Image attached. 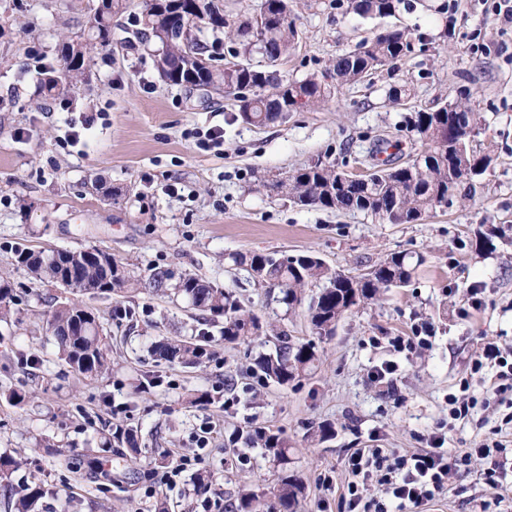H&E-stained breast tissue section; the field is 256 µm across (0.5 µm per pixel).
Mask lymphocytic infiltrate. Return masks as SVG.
Wrapping results in <instances>:
<instances>
[{
  "instance_id": "lymphocytic-infiltrate-1",
  "label": "lymphocytic infiltrate",
  "mask_w": 512,
  "mask_h": 512,
  "mask_svg": "<svg viewBox=\"0 0 512 512\" xmlns=\"http://www.w3.org/2000/svg\"><path fill=\"white\" fill-rule=\"evenodd\" d=\"M442 436L432 435L428 448L400 455L385 448H358L345 466L351 476L338 500L339 512H419L443 494L455 479L468 472L473 460L495 458L484 470L483 480L494 490L495 503H502L507 471L502 461L508 453L500 441H486L451 457L443 451ZM384 486L383 496L369 494V483Z\"/></svg>"
}]
</instances>
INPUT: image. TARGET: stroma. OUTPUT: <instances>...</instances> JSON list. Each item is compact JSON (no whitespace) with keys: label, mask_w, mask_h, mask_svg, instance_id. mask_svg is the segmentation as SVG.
Segmentation results:
<instances>
[{"label":"stroma","mask_w":512,"mask_h":512,"mask_svg":"<svg viewBox=\"0 0 512 512\" xmlns=\"http://www.w3.org/2000/svg\"><path fill=\"white\" fill-rule=\"evenodd\" d=\"M457 27H448V4ZM98 0H0V279L12 289L11 316L0 322V455L18 466L0 481V512H9L12 487L37 484L39 512H193V476L174 487L160 478L175 456L193 453L191 432L215 425L209 461L210 496L221 505L241 490L273 487L279 467L259 448L227 447L229 436L263 426L290 446L288 468L303 482L302 512H336L337 490L350 479L347 456L377 446L400 452L424 448L429 434L445 435L449 454L500 435L512 448V396H493L492 372L471 374L486 343L512 349V29L498 30L478 0H401L395 15L363 18L349 0H297L299 39L277 61L282 78L324 73L340 55L386 29L404 28L409 47L370 78L332 89L317 106H301L264 127L235 120L232 97L176 86L156 69L154 42L139 38L143 0H129L112 19V43L98 50L68 95L49 98L29 56L59 68L63 37L82 34ZM482 30L494 51L471 48ZM409 84L410 98L394 102L391 87ZM469 103L479 134L473 141L492 162L477 179L463 180L448 205L414 224H389L360 212L293 204L266 192L265 181L312 163L333 162L364 172L378 139L399 141L404 154L420 143L407 128L411 113L444 103ZM101 112L84 145H58L67 122ZM224 130V144L199 149L194 132ZM179 182L180 196L164 187ZM499 229L479 252V233ZM33 250L95 246L124 263L131 276L168 267L233 291L246 309L287 330L294 342H314L319 360L288 387L261 380L255 359L271 343L225 342L206 320L170 291L143 288L121 295L85 294L112 350V366L95 380L78 379L58 360L46 321L70 293L17 265L16 244ZM311 252L334 269L364 272L387 254L422 255L412 284L352 310L334 336L315 339L306 305L292 311L257 285L230 252ZM482 304L469 309L472 288ZM124 307L129 317L119 318ZM430 323L431 348L394 352L393 336ZM206 336L201 367L155 363L153 343L165 337ZM396 362L394 386L372 381L376 367ZM470 377L471 396L490 399L467 420H452L448 397ZM25 393L24 405L7 398ZM203 401L191 403L193 393ZM238 397L232 408L224 401ZM128 405L113 418L104 398ZM332 437L311 440L319 426ZM132 429L140 452L103 478L95 464L115 463L123 451L102 447L115 427ZM248 464H240L238 454ZM473 461L431 512H480L492 495ZM331 487H323V476Z\"/></svg>","instance_id":"obj_1"}]
</instances>
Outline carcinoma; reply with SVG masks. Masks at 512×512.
<instances>
[{
    "mask_svg": "<svg viewBox=\"0 0 512 512\" xmlns=\"http://www.w3.org/2000/svg\"><path fill=\"white\" fill-rule=\"evenodd\" d=\"M167 0H144L141 22L148 35L159 43L156 68L166 81L195 89H213L237 94L247 88L250 98L238 99V115L245 123L266 126L286 117L301 101L315 103L327 96L329 85L313 75L288 82L279 73L258 69L238 60L213 64L214 53L191 35L203 23L225 28V36L236 40L246 56L262 49L268 60L277 62L288 55L298 39L292 0H265L262 20L253 19L238 27L224 21L219 0H172L173 7H160ZM400 0H351L354 13L363 17L390 16ZM127 0H101L97 6V26L77 38L67 39L61 49L63 69L45 72L40 88L48 97L67 94L72 80L83 75L94 48L112 42V17L124 12ZM408 32L394 29L378 33L359 47L338 58L332 78L340 86L353 83L393 62L408 47ZM475 112L461 103H446L431 111H419L408 122L421 141L422 150L404 164L391 160L375 164L362 174L337 170L333 164L316 162L285 178L265 185L270 192L300 206H319L336 211L362 212L390 224H413L428 213L448 204L463 173L486 170L491 156L477 152L471 137ZM17 262L37 278L67 288L73 294L134 292L140 288H171L189 304L204 312L209 320L224 321L222 336L227 343L246 342L252 337L272 335L275 351L256 359L262 376L286 387L307 375L318 361L316 347L293 343L288 334L264 324L260 317L243 307L233 292L218 288L190 273H177L156 267L144 278H133L112 254L99 250L55 248L40 251L25 246L15 248ZM229 259L244 264L258 285L278 291V302L290 309L301 302L307 289L308 316L315 335L332 336L343 315L352 308L373 301L388 288L411 284L423 257L391 253L365 272L353 275L326 265L311 253L296 255L254 252L232 253ZM47 331L58 346V358L83 379H97L112 365L108 348L100 334L95 314L82 302L68 299L47 320ZM158 363L198 367L209 353L207 338L192 342L163 339L151 349ZM233 443L244 440L248 448H261L281 466L284 474L270 490L275 504L267 512H300L304 486L293 474H286L288 441L281 433L255 427ZM16 512H37L42 497L39 486L21 485L14 491ZM260 496L253 491L240 494L234 512H262Z\"/></svg>",
    "mask_w": 512,
    "mask_h": 512,
    "instance_id": "cac0c4a2",
    "label": "carcinoma"
}]
</instances>
